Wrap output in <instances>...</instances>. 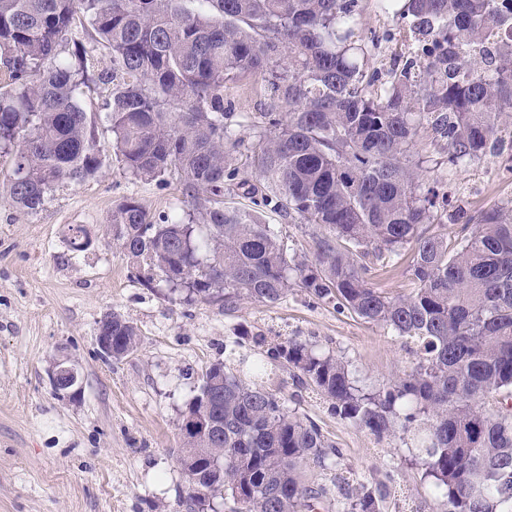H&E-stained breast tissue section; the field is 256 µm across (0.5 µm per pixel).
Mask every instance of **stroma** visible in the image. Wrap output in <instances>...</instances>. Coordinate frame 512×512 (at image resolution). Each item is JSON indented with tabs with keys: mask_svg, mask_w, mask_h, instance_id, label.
<instances>
[{
	"mask_svg": "<svg viewBox=\"0 0 512 512\" xmlns=\"http://www.w3.org/2000/svg\"><path fill=\"white\" fill-rule=\"evenodd\" d=\"M109 93L92 81L81 95L106 159L100 174L55 186L32 212L0 200V512H187L177 461L181 415L209 366L239 370L256 359L252 335L298 337L348 361L368 390L412 360L409 344L390 330L337 313L296 284L279 304L243 300L231 309L173 298L160 283L141 285L133 260L112 242V212L130 197L154 216L180 212L185 195L175 178L123 171L103 111ZM262 100L254 78L224 87L244 139L254 134L250 119ZM411 152L424 161L423 182L447 175L431 165L439 153L431 132H421ZM511 164L488 155L447 175L459 204L475 215L512 198ZM77 225L91 239L82 252L69 243ZM113 310L140 334L137 350L120 360L96 342L100 319ZM61 355L79 374L68 392L49 377L50 359ZM257 382L341 448L342 470L368 482L383 512H436L410 440L376 439L279 364L263 363Z\"/></svg>",
	"mask_w": 512,
	"mask_h": 512,
	"instance_id": "35a3bbf8",
	"label": "stroma"
}]
</instances>
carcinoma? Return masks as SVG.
Listing matches in <instances>:
<instances>
[{
    "label": "carcinoma",
    "mask_w": 512,
    "mask_h": 512,
    "mask_svg": "<svg viewBox=\"0 0 512 512\" xmlns=\"http://www.w3.org/2000/svg\"><path fill=\"white\" fill-rule=\"evenodd\" d=\"M0 0V149L12 155L5 199L38 209L57 184L100 173L95 121L81 105L87 54L108 50L103 109L116 160L135 178L175 175L191 211L151 216L134 199L112 212V241L186 301L275 305L296 275L313 299L380 324L416 347L413 366L375 391L355 384L340 358L288 337H252L258 354L297 372L336 415L377 438L406 435L430 480L437 512H512V199L478 215L425 184L411 146L431 129L457 172L512 149V0H376L395 31L367 39L361 0ZM84 18L92 45L75 43ZM397 42L388 68L368 47ZM260 80V130L248 146L259 181L238 180L244 146L224 85ZM247 187L253 207L224 206ZM314 228L312 259L290 252L264 210ZM464 224L463 235L424 224ZM412 248L414 288L392 295L370 282ZM112 358L136 350L137 327L112 312ZM220 426L179 464L187 507L208 499L231 512H315L328 488L305 467L329 468L340 449L286 399L221 363L202 375L183 413ZM343 512H382L364 484Z\"/></svg>",
    "instance_id": "carcinoma-1"
}]
</instances>
